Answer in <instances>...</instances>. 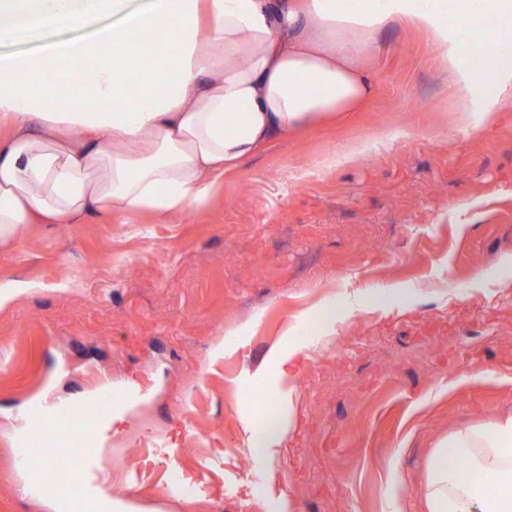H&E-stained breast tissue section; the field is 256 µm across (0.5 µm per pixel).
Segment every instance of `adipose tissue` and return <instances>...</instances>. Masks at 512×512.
Instances as JSON below:
<instances>
[{"label":"adipose tissue","instance_id":"ef3b65f1","mask_svg":"<svg viewBox=\"0 0 512 512\" xmlns=\"http://www.w3.org/2000/svg\"><path fill=\"white\" fill-rule=\"evenodd\" d=\"M396 24L426 36L460 122L512 104V0H0L1 40L75 33L0 53V246L31 224L102 212L166 224L202 207L226 171L369 99L365 60ZM293 396L279 391L275 422H243L270 483ZM452 456L492 484L470 482ZM423 501L512 512V414L442 438Z\"/></svg>","mask_w":512,"mask_h":512}]
</instances>
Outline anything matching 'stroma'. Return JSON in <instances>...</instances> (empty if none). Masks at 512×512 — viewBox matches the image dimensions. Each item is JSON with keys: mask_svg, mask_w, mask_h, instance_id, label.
<instances>
[{"mask_svg": "<svg viewBox=\"0 0 512 512\" xmlns=\"http://www.w3.org/2000/svg\"><path fill=\"white\" fill-rule=\"evenodd\" d=\"M378 41L361 112L225 173L203 209L34 224L0 249V282L34 285L0 307V512H53L16 462L46 398L128 403L105 441L106 488L140 512H279L284 498L382 512L394 473L406 512H424L437 442L512 412V286L474 282L512 272V106L458 124L424 37L393 26ZM359 139L376 149L327 164ZM366 297L377 308L345 317ZM290 327L305 346L271 489L242 424L277 403L273 349ZM160 439L173 457L150 450Z\"/></svg>", "mask_w": 512, "mask_h": 512, "instance_id": "obj_1", "label": "stroma"}]
</instances>
